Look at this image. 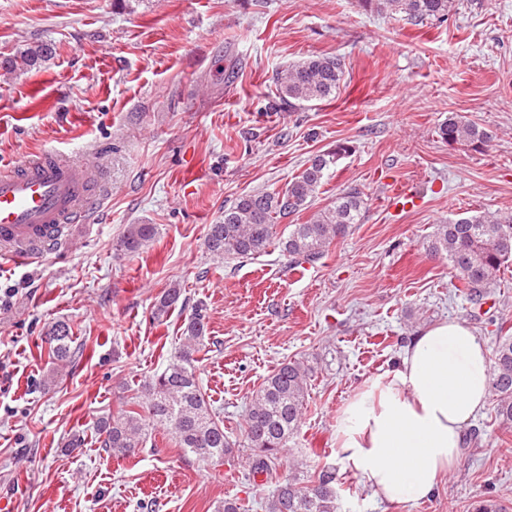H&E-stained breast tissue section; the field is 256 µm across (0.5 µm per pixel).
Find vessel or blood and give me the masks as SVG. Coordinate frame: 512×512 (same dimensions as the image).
I'll return each instance as SVG.
<instances>
[{"label": "vessel or blood", "mask_w": 512, "mask_h": 512, "mask_svg": "<svg viewBox=\"0 0 512 512\" xmlns=\"http://www.w3.org/2000/svg\"><path fill=\"white\" fill-rule=\"evenodd\" d=\"M94 164L58 155L27 156L0 175V260L31 262L62 244L71 224H84L99 198Z\"/></svg>", "instance_id": "1"}]
</instances>
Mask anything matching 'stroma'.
I'll use <instances>...</instances> for the list:
<instances>
[{
  "instance_id": "obj_1",
  "label": "stroma",
  "mask_w": 512,
  "mask_h": 512,
  "mask_svg": "<svg viewBox=\"0 0 512 512\" xmlns=\"http://www.w3.org/2000/svg\"><path fill=\"white\" fill-rule=\"evenodd\" d=\"M41 43L53 53L37 69L0 70V161L100 154L107 195L65 247L0 263V512H220L228 497L262 512L294 460L308 476L334 468L340 512H473L488 499L512 512V428L495 399L459 466L416 502L376 501L335 437L344 402L426 326L468 321L490 348L512 336V262L476 317L451 263L427 251L448 220L512 213V0H455L447 20L421 26L359 0H0V61ZM323 54L345 63L340 94L280 106L276 72ZM453 113L489 146L442 140ZM339 144L348 152L311 211L354 188L365 208L325 257L293 267L274 247L233 260L206 251L225 206L284 187ZM131 224L158 233L124 255L114 244ZM173 282L182 296L154 322ZM198 304L196 367L230 440L243 442L246 407L280 363L314 367L301 429L271 476L249 479L239 457L199 461L161 427L134 457L99 448L97 420L165 369ZM56 319L81 356L45 387L40 334ZM76 432L84 446L66 451Z\"/></svg>"
}]
</instances>
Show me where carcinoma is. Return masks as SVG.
Segmentation results:
<instances>
[{
    "instance_id": "1",
    "label": "carcinoma",
    "mask_w": 512,
    "mask_h": 512,
    "mask_svg": "<svg viewBox=\"0 0 512 512\" xmlns=\"http://www.w3.org/2000/svg\"><path fill=\"white\" fill-rule=\"evenodd\" d=\"M367 8L388 15L401 14L413 23L443 21L454 0H360ZM51 56L47 44L30 46L3 61L9 71H29ZM344 76L338 56L316 55L288 65L276 73L274 84L284 104L324 101L336 96ZM441 139L450 144L485 146L491 135L477 124L455 117L439 127ZM347 153V147L318 154L280 190L258 191L240 196L224 208L222 221L208 227L204 246L217 258H247L260 254L273 243L277 223L311 207L326 173ZM365 202L356 189L336 197L304 224H296L278 246L298 265L314 264L333 241L360 223ZM157 234L154 224H131L117 239L115 250L141 251ZM428 250L448 258L458 272L466 297L475 309L491 300V288L501 268L512 258V215L476 214L438 225ZM182 294L180 283L164 290L154 304L152 318L163 321ZM205 311L192 312L174 359L165 370L133 389L117 416L96 422L100 448L117 457H132L146 443L148 431L162 426L175 444L203 461L222 460L233 453L235 443L224 434L220 412L206 399L194 365V354L205 335ZM42 344L54 368L44 383L72 366L76 357L72 326L57 320L44 326ZM313 368L299 359L282 363L261 384L245 413L246 458L250 474H270L281 460L288 440L298 433L309 398ZM490 392L496 397V413L504 425H512V336L499 337L491 366ZM330 468L324 466L309 476L307 484L292 475L279 482L264 503L265 512H338L339 492Z\"/></svg>"
}]
</instances>
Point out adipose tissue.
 I'll return each mask as SVG.
<instances>
[{
    "label": "adipose tissue",
    "instance_id": "obj_1",
    "mask_svg": "<svg viewBox=\"0 0 512 512\" xmlns=\"http://www.w3.org/2000/svg\"><path fill=\"white\" fill-rule=\"evenodd\" d=\"M491 362L463 320L421 330L395 366L368 379L336 416V454L384 502L433 494L466 449Z\"/></svg>",
    "mask_w": 512,
    "mask_h": 512
}]
</instances>
